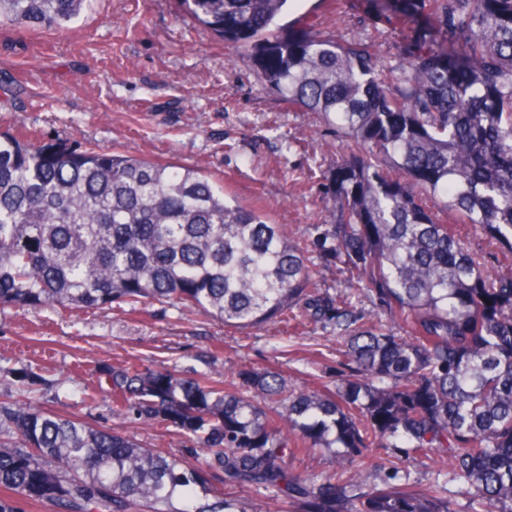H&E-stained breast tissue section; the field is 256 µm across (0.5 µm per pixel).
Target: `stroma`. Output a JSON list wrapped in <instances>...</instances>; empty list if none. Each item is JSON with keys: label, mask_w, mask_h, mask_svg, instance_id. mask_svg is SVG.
<instances>
[{"label": "stroma", "mask_w": 512, "mask_h": 512, "mask_svg": "<svg viewBox=\"0 0 512 512\" xmlns=\"http://www.w3.org/2000/svg\"><path fill=\"white\" fill-rule=\"evenodd\" d=\"M403 0H294L285 23L302 20L339 40L375 37L381 57L414 33ZM198 23L184 0H93L67 29L0 26V129L59 147L92 145L115 154L201 169L241 206L263 214L300 245L317 235L329 207L323 175L355 149L320 116L284 105L247 60ZM441 223L489 271L512 273V254L454 212ZM331 328L295 320L260 328L227 326L195 309L153 304L56 312L0 309V400L29 398L50 411L133 436L183 458L188 438L173 428L113 415L108 394L81 404L96 365L135 360L180 377L224 368L272 369L299 388H333L346 368ZM46 377L29 385L18 373ZM419 488L446 482L440 454L403 460Z\"/></svg>", "instance_id": "1"}]
</instances>
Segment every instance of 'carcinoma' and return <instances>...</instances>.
I'll return each instance as SVG.
<instances>
[{"label": "carcinoma", "instance_id": "1", "mask_svg": "<svg viewBox=\"0 0 512 512\" xmlns=\"http://www.w3.org/2000/svg\"><path fill=\"white\" fill-rule=\"evenodd\" d=\"M90 0H0V25L63 30ZM249 48L260 78L362 150L325 176L330 207L312 251L350 273L320 287L305 251L198 170L107 150L35 145L0 131V307L132 310L155 302L239 328L273 319L333 327L348 366L336 390L296 391L272 371L196 378L129 362L100 368L92 405L194 441L191 464L75 415L0 400V512H235L209 478L300 502L303 512H456L389 458L441 452L470 512H512V275L482 269L415 189L512 253V0H406L429 12L395 65L374 40L282 23L289 0H186ZM375 296L385 332L350 294ZM336 449L322 479L290 462Z\"/></svg>", "mask_w": 512, "mask_h": 512}]
</instances>
